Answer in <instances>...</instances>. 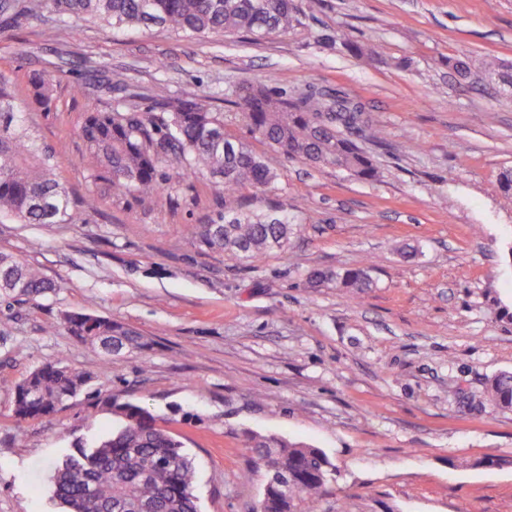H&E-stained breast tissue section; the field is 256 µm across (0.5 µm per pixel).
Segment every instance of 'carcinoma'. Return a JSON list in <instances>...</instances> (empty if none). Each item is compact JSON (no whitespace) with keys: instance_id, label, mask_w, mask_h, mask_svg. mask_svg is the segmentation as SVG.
Returning <instances> with one entry per match:
<instances>
[{"instance_id":"cac0c4a2","label":"carcinoma","mask_w":512,"mask_h":512,"mask_svg":"<svg viewBox=\"0 0 512 512\" xmlns=\"http://www.w3.org/2000/svg\"><path fill=\"white\" fill-rule=\"evenodd\" d=\"M50 13L56 20H92L113 28L162 26L179 36L246 33L263 37L304 25L298 0H0V30ZM52 79L38 73L37 97L49 103ZM236 104L250 131L289 158L332 165L371 180L377 171L353 134L370 127L358 119L345 94L310 95L289 101L265 83L239 89ZM79 135L88 154L112 181L137 195L165 190L168 168L179 176H208L224 188V213L190 234L200 245L236 258L260 260L284 251L298 231L294 219L272 208L258 213L240 195L245 186L270 188L277 174L249 144L224 133V113L186 94L142 111L136 105L89 109ZM59 150L38 143L25 125L9 82L0 77V217L23 224H69L76 207L55 174ZM336 280L352 292L371 287L364 268L332 273L310 271V283ZM55 292L25 260L0 253V305L35 301ZM67 332L106 353L140 350L144 337L90 310L63 315ZM89 376L61 361L48 362L15 385L13 416L21 424L54 413L75 397ZM486 393L497 409H512V372L489 380ZM119 426L92 446H78L55 470L56 496L69 512H200L193 462L179 436L157 424L143 406L111 396L87 407L92 424L98 408ZM249 448L266 471L257 512H302L324 493L329 461L316 448L275 436L254 435Z\"/></svg>"}]
</instances>
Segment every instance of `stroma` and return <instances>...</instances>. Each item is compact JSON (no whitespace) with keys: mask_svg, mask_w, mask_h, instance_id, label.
I'll use <instances>...</instances> for the list:
<instances>
[{"mask_svg":"<svg viewBox=\"0 0 512 512\" xmlns=\"http://www.w3.org/2000/svg\"><path fill=\"white\" fill-rule=\"evenodd\" d=\"M304 25L253 40L182 37L51 17L0 30V75L56 170L95 206L69 224L0 221V252L57 286L0 316V512H62L56 465L79 439L112 433L81 414L96 393L146 407L180 436L201 512H252L265 482L248 446L277 435L320 449L334 474L314 512H512V411L483 393L512 371V0H300ZM470 65L460 77L449 65ZM106 67L137 105L197 95L278 175L243 188L252 208L299 225L287 250L252 262L202 247L193 224L223 212L209 179H172L149 197L92 169L77 129L108 93H72ZM52 77L48 106L28 84ZM288 98L343 90L381 142L361 137L378 175L363 180L275 152L234 103L246 83ZM369 269L373 288L309 286L311 270ZM93 309L147 349L107 355L78 342L66 312ZM61 359L90 381L13 439V386Z\"/></svg>","mask_w":512,"mask_h":512,"instance_id":"stroma-1","label":"stroma"}]
</instances>
